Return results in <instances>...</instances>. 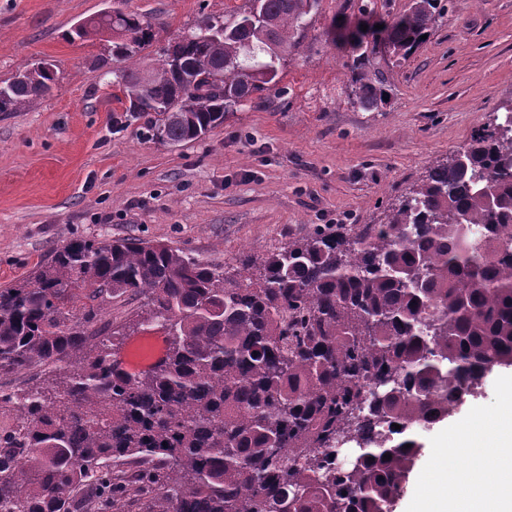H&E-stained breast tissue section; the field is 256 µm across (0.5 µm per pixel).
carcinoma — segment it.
Masks as SVG:
<instances>
[{
  "mask_svg": "<svg viewBox=\"0 0 512 512\" xmlns=\"http://www.w3.org/2000/svg\"><path fill=\"white\" fill-rule=\"evenodd\" d=\"M253 2L222 40L201 36L220 18L188 30L179 64L163 49L150 82L113 72L149 138L196 141L277 85L318 0H259L260 26ZM373 4L330 32L352 49L349 97L366 110L388 98L371 57L401 66L443 17L438 0L386 19ZM105 35L125 60L154 39L146 17L120 10L65 37ZM54 81L51 63L25 69L0 112ZM460 153L468 170L433 161L385 223L313 224L232 271L159 242L73 239L0 287V374L53 373L0 392L16 421L0 432V512H124L132 496L140 512H390L421 451L415 430L512 366V119ZM125 295L146 299L137 324L168 331L165 360L141 374L96 328Z\"/></svg>",
  "mask_w": 512,
  "mask_h": 512,
  "instance_id": "carcinoma-1",
  "label": "carcinoma"
}]
</instances>
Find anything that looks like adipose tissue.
<instances>
[{
	"label": "adipose tissue",
	"instance_id": "adipose-tissue-1",
	"mask_svg": "<svg viewBox=\"0 0 512 512\" xmlns=\"http://www.w3.org/2000/svg\"><path fill=\"white\" fill-rule=\"evenodd\" d=\"M449 445L467 455L481 453L483 462L462 474L438 472L419 494L431 504V512H512V407L504 406L493 424L481 432L456 428ZM490 468L497 471L498 481L479 491Z\"/></svg>",
	"mask_w": 512,
	"mask_h": 512
}]
</instances>
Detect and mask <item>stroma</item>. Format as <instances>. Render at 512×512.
Wrapping results in <instances>:
<instances>
[{
  "label": "stroma",
  "instance_id": "35a3bbf8",
  "mask_svg": "<svg viewBox=\"0 0 512 512\" xmlns=\"http://www.w3.org/2000/svg\"><path fill=\"white\" fill-rule=\"evenodd\" d=\"M358 0H319L276 89L203 138L179 146L146 136L115 99L112 45L71 42L78 22L120 8L147 17L158 58L168 41L246 0H0V84L47 60L58 81L23 111L0 112V286L28 276L74 238L160 241L224 268L283 247L310 224H378L435 160L452 156L512 100V0H452L399 67L375 58L388 101L348 99L349 48L326 32ZM512 400V367L486 376L445 424L472 429ZM443 424L419 430V460L394 512H412L419 480L457 468L438 447Z\"/></svg>",
  "mask_w": 512,
  "mask_h": 512
}]
</instances>
